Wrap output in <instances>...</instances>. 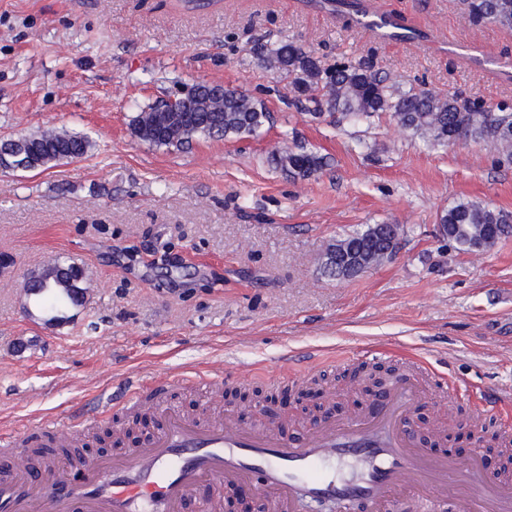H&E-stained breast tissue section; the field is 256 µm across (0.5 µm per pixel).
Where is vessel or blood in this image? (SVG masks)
Returning <instances> with one entry per match:
<instances>
[{"mask_svg":"<svg viewBox=\"0 0 512 512\" xmlns=\"http://www.w3.org/2000/svg\"><path fill=\"white\" fill-rule=\"evenodd\" d=\"M402 373L368 414L326 421L291 438L273 425L236 416L206 419L171 407V381H124L92 420H109L141 399L159 424L143 442L89 459L25 462L29 445L70 447L77 423L42 420L0 437V512H184L192 491L214 488L200 512H223V486L247 487L270 512H388L414 490L422 512H512V475L487 478L479 460L457 462L417 446L407 426L432 374L406 356Z\"/></svg>","mask_w":512,"mask_h":512,"instance_id":"vessel-or-blood-1","label":"vessel or blood"}]
</instances>
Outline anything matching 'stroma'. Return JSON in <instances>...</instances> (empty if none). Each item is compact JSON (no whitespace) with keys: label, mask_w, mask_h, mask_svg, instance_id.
Instances as JSON below:
<instances>
[{"label":"stroma","mask_w":512,"mask_h":512,"mask_svg":"<svg viewBox=\"0 0 512 512\" xmlns=\"http://www.w3.org/2000/svg\"><path fill=\"white\" fill-rule=\"evenodd\" d=\"M420 33L385 41L316 0H0V139L47 129L87 137L83 158L31 172L0 170V433L44 418L73 421L128 377L148 383L199 372L252 371L224 407L258 408L273 375L314 390L289 408L302 436L352 413L365 350L405 351L448 380L452 431L496 432L512 421V235L460 251L439 216L462 200L512 211V164L485 143L427 146L396 120L331 124L285 104L288 86L259 66L258 41L286 37L326 63L369 59L409 87L458 89L512 102L462 46L512 62V32L471 27L459 0H369ZM197 81L265 102L270 125L242 139L158 148L134 138L142 109ZM324 156L315 175L268 163L283 148ZM397 224L392 258L359 275L322 271L336 239ZM193 251V277L161 272L140 249ZM53 256L84 265L97 288L50 311L20 293Z\"/></svg>","instance_id":"1"}]
</instances>
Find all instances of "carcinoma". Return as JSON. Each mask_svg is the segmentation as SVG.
<instances>
[{"label":"carcinoma","instance_id":"carcinoma-1","mask_svg":"<svg viewBox=\"0 0 512 512\" xmlns=\"http://www.w3.org/2000/svg\"><path fill=\"white\" fill-rule=\"evenodd\" d=\"M477 28L495 26L512 30V0H473L465 12ZM258 64L279 74L287 82L290 103L313 118L328 117L334 122H360L388 114L411 135L432 147H447L451 138L483 141L493 146L498 163L512 164V106L495 109L462 91L446 95L421 87L400 88L371 70L362 59H347L327 65L314 49L288 38L254 47ZM177 112H161L152 104L132 117V134L156 147L179 148L195 137L241 138L257 134L270 119L266 105L257 98L224 90V102L212 98L181 97ZM24 155L30 153L35 168L47 169L84 157L91 142L66 131H44L21 135L0 148ZM272 164L292 178H308L322 169L324 158L302 147L272 156ZM452 241L464 251H479L512 234V212L460 201L439 218ZM400 236L397 224H370L330 245L325 253L324 273L336 278V254L351 245L366 246L358 257L359 268H368L392 256ZM88 278L79 265L58 257L24 283L39 301L51 305H79L85 298Z\"/></svg>","mask_w":512,"mask_h":512}]
</instances>
